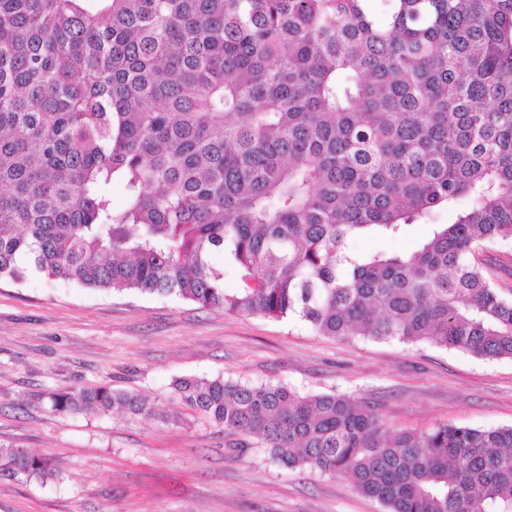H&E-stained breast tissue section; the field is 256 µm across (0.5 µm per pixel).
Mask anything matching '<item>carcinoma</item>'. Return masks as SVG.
I'll use <instances>...</instances> for the list:
<instances>
[{"instance_id": "cac0c4a2", "label": "carcinoma", "mask_w": 512, "mask_h": 512, "mask_svg": "<svg viewBox=\"0 0 512 512\" xmlns=\"http://www.w3.org/2000/svg\"><path fill=\"white\" fill-rule=\"evenodd\" d=\"M368 2L0 0V278L512 358V299L472 261L512 242V0H382L381 23ZM454 206L408 252L353 247ZM47 397L170 418L103 386ZM167 405L385 512H512V426L398 431L343 394L221 376ZM0 473L58 476L6 446Z\"/></svg>"}]
</instances>
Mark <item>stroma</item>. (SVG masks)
<instances>
[{
  "mask_svg": "<svg viewBox=\"0 0 512 512\" xmlns=\"http://www.w3.org/2000/svg\"><path fill=\"white\" fill-rule=\"evenodd\" d=\"M435 223L358 250L405 252ZM512 298V243L475 255ZM284 383L374 406L392 427L512 425V358L425 343L321 336L300 319L205 309L175 297L91 290L41 275L0 279V444L52 458L56 480L0 474V512H384L343 477L286 470L263 449L233 448L222 429L183 410L163 423L121 413L59 414L46 394L108 386L149 402L175 378Z\"/></svg>",
  "mask_w": 512,
  "mask_h": 512,
  "instance_id": "35a3bbf8",
  "label": "stroma"
}]
</instances>
